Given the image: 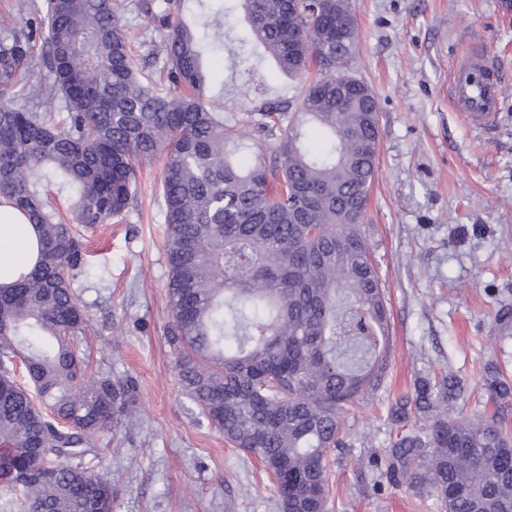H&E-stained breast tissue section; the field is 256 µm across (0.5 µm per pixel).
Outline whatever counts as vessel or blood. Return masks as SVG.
I'll return each instance as SVG.
<instances>
[{"label": "vessel or blood", "instance_id": "vessel-or-blood-1", "mask_svg": "<svg viewBox=\"0 0 512 512\" xmlns=\"http://www.w3.org/2000/svg\"><path fill=\"white\" fill-rule=\"evenodd\" d=\"M501 71L490 49L464 56L450 78L449 99L473 128L489 131L498 122Z\"/></svg>", "mask_w": 512, "mask_h": 512}]
</instances>
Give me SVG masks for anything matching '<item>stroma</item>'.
<instances>
[{"label": "stroma", "instance_id": "35a3bbf8", "mask_svg": "<svg viewBox=\"0 0 512 512\" xmlns=\"http://www.w3.org/2000/svg\"><path fill=\"white\" fill-rule=\"evenodd\" d=\"M359 39L350 71L378 102V171L363 229L389 309L383 388L339 419L345 442L330 512H441L429 494L376 482L396 425L389 408L415 380L449 371L468 392L461 415L489 413L487 366L512 379V9L504 0H350ZM490 47L503 68L502 118L492 133L465 124L448 74ZM210 106L252 129L243 102L259 73L212 61ZM160 162L142 169L123 223L85 230L111 284L83 279L84 349L92 367L140 385L136 426L96 439L97 476L113 512H279L260 461L224 441L180 391L166 342L165 208Z\"/></svg>", "mask_w": 512, "mask_h": 512}]
</instances>
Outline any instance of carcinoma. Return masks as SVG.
<instances>
[{
	"instance_id": "carcinoma-1",
	"label": "carcinoma",
	"mask_w": 512,
	"mask_h": 512,
	"mask_svg": "<svg viewBox=\"0 0 512 512\" xmlns=\"http://www.w3.org/2000/svg\"><path fill=\"white\" fill-rule=\"evenodd\" d=\"M140 0L161 34L165 92L132 61L122 0H46L38 28L0 24V199L27 216L37 257L0 286V512H112L88 457L131 424L136 381L88 372L75 287L82 231L124 218L139 165L164 160L167 343L182 390L224 441L263 463L280 512H327L338 419L381 387L388 305L360 223L377 172L378 103L319 91L350 75L349 0H236L249 55L300 82L244 104L268 143L253 153L205 102L200 29L224 44V14L195 0ZM46 50L34 52V32ZM48 71L30 82L23 63ZM66 114L51 112L56 100ZM70 192L68 216L45 182ZM496 410L448 411L460 383L424 378L395 399L387 480L430 490L443 512H512V386L486 368Z\"/></svg>"
}]
</instances>
